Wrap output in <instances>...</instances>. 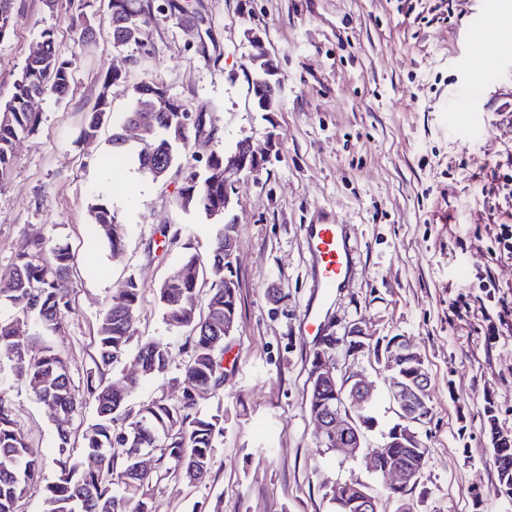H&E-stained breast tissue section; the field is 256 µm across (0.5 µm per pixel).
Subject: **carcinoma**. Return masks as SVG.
Segmentation results:
<instances>
[{"label": "carcinoma", "instance_id": "carcinoma-1", "mask_svg": "<svg viewBox=\"0 0 512 512\" xmlns=\"http://www.w3.org/2000/svg\"><path fill=\"white\" fill-rule=\"evenodd\" d=\"M153 6L151 0H109L112 38L137 43L145 34ZM19 23L15 0H0V38ZM44 53L28 56L15 81L10 100L0 115V174L7 169L15 142L39 126V113L28 108L31 97L52 94L61 99L69 92L73 59L57 49L53 33L41 34ZM117 80L107 74L102 92L85 114L80 138L94 141L111 119L108 88ZM164 88L144 82L133 90L123 122L149 114L152 125L135 152L139 168L155 181H165L174 168L162 171L158 159L177 161L202 133V123L189 128L181 123L186 105L173 102L170 112L152 111L155 94ZM209 157V167L191 174L179 190L183 209L204 217L224 212V155ZM97 234L112 254L124 248L123 225L117 213L104 203L90 207ZM235 235V225L223 224L212 238L207 256L187 254L178 275L165 280L159 300L168 324L187 332L183 382L202 387L216 396L224 390V320L238 317L237 269H224V237ZM75 255L69 246H49L41 240L22 238L15 255L13 276L0 283V356L12 363L14 383L26 387L39 402L52 408V422L60 440L53 478L44 475L43 461L25 440L14 416L9 389L0 386V512H16L19 499L42 493L57 503L59 512H156L153 490L161 481L180 476L192 481L200 471L210 472L215 443L224 437V418L201 406V397L181 391L178 397L160 396L136 406L129 399L148 376L168 372L171 343L154 338L135 352L141 373L124 374L108 383L105 375L117 371L130 352L131 330L138 302V284L130 280L101 315L97 328L96 370L86 378V394L92 400L96 420L82 437L81 454L98 463L85 468L69 446V429L80 401L73 393L63 354L48 340L64 333L63 322L71 309L69 276ZM209 286L206 307H196L200 288ZM306 406L336 401L332 392L315 393L306 387ZM150 448L158 465L146 474L135 471L137 453ZM497 487L512 484V442L497 457Z\"/></svg>", "mask_w": 512, "mask_h": 512}]
</instances>
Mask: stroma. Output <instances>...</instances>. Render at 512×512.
I'll use <instances>...</instances> for the list:
<instances>
[{"instance_id":"obj_1","label":"stroma","mask_w":512,"mask_h":512,"mask_svg":"<svg viewBox=\"0 0 512 512\" xmlns=\"http://www.w3.org/2000/svg\"><path fill=\"white\" fill-rule=\"evenodd\" d=\"M83 0H17L20 19L0 39V105L9 100L42 32L74 60L68 96L46 95L41 122L16 142L0 176V276L13 268L21 238L70 246L76 256L64 354L83 405L72 423L81 437L96 418L85 381L95 368L96 329L105 307L139 285L132 345L172 343L167 374L149 378L139 403L177 394L172 380L185 360L183 332L167 325L159 288L187 250L206 253L215 226L180 206L183 177L202 171L210 154L242 139L276 153L234 194L239 311L224 342V391L207 399L224 416L211 473L195 482L157 484L159 512H331L333 483L358 479L373 491L382 480L360 462L320 453L305 407L314 337L300 333L314 302L304 224L321 214L351 227L357 248L344 288L322 316L341 331L363 322L380 342L405 337L430 375L432 419L421 430L429 450L412 512H512L494 493V434L512 438V335H490L478 308L475 278L491 270L512 287V262L493 261L487 227L506 221L512 202L482 192L491 170L512 174V128L496 110L512 103V45L483 82L460 81L462 63L480 68L465 30L482 0H174L152 13L140 43L115 45L108 0H84L94 29L84 38L71 16ZM262 35L281 83L282 109L255 111L248 75V30ZM119 80L102 89L104 75ZM162 85L193 113L205 133L177 161L179 176L153 181L120 151L104 125L93 144L80 142L84 115L107 92L114 115L126 112L135 86ZM107 204L126 233L112 255L94 235L89 210ZM179 228L178 237L161 227ZM375 384L376 426L368 446L396 422L377 360L359 356ZM26 440L53 472L58 439L50 410L23 388L10 391Z\"/></svg>"}]
</instances>
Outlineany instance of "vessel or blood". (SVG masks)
Masks as SVG:
<instances>
[{
    "instance_id": "obj_1",
    "label": "vessel or blood",
    "mask_w": 512,
    "mask_h": 512,
    "mask_svg": "<svg viewBox=\"0 0 512 512\" xmlns=\"http://www.w3.org/2000/svg\"><path fill=\"white\" fill-rule=\"evenodd\" d=\"M495 15V0H484L482 22L466 29L467 40L488 52L485 66L489 69L495 68L502 56ZM306 245L313 285L323 301H330L343 288L354 266L355 249L348 227L325 220L308 225Z\"/></svg>"
}]
</instances>
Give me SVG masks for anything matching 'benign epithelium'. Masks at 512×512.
I'll return each instance as SVG.
<instances>
[{"instance_id":"1","label":"benign epithelium","mask_w":512,"mask_h":512,"mask_svg":"<svg viewBox=\"0 0 512 512\" xmlns=\"http://www.w3.org/2000/svg\"><path fill=\"white\" fill-rule=\"evenodd\" d=\"M274 146L271 138L261 149L254 147L249 139L238 142L239 154L231 155L224 164V208H229L235 185L241 178L259 173L269 161ZM373 342L374 336L359 322L353 321L336 337V348L343 349L348 361L372 348ZM385 367L397 370L389 379L390 396L400 422L394 439L375 448L365 445L366 432L373 428L368 410L374 385L354 366L339 367V355L328 351L316 360L310 371V382L319 391H332L336 402L316 409L311 417L317 425L318 441L326 444L329 450L361 460L371 473L385 465L389 485L402 501L407 490L417 483L416 476L421 470L390 454L388 449L401 446L415 451L422 447L421 427L431 416L425 396L427 370L420 355L403 336L395 337L386 345Z\"/></svg>"}]
</instances>
